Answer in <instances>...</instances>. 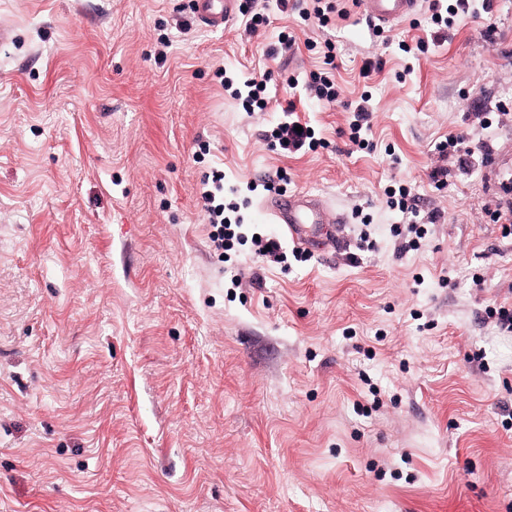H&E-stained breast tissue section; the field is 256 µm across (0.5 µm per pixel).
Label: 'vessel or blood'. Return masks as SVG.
Masks as SVG:
<instances>
[{
    "mask_svg": "<svg viewBox=\"0 0 512 512\" xmlns=\"http://www.w3.org/2000/svg\"><path fill=\"white\" fill-rule=\"evenodd\" d=\"M239 0H192L197 20L211 30L223 29L235 16ZM364 15L378 27L394 26L416 14L424 0H359ZM280 232L302 249L320 250L336 246L326 227L342 223L341 215L331 213L322 202L305 193H283L264 204Z\"/></svg>",
    "mask_w": 512,
    "mask_h": 512,
    "instance_id": "vessel-or-blood-1",
    "label": "vessel or blood"
}]
</instances>
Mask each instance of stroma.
Returning <instances> with one entry per match:
<instances>
[{
  "label": "stroma",
  "instance_id": "stroma-1",
  "mask_svg": "<svg viewBox=\"0 0 512 512\" xmlns=\"http://www.w3.org/2000/svg\"><path fill=\"white\" fill-rule=\"evenodd\" d=\"M335 4L322 28L302 0H257L249 36L239 15L200 27L190 0H0V512H512V333L485 313L512 306L491 219L512 185V0L415 62L399 45L429 38L428 9L379 34ZM220 68L268 74V109L244 112ZM312 71L336 102L288 88ZM289 108L323 148L265 140ZM456 135L490 153L441 186ZM215 167L240 188L285 171L344 215L345 246L221 262L197 193ZM398 181L439 214L403 254ZM369 98L361 96V101L353 110V120L349 123V141L360 149L369 146V141L364 137L365 132L369 129V109L367 103Z\"/></svg>",
  "mask_w": 512,
  "mask_h": 512
}]
</instances>
